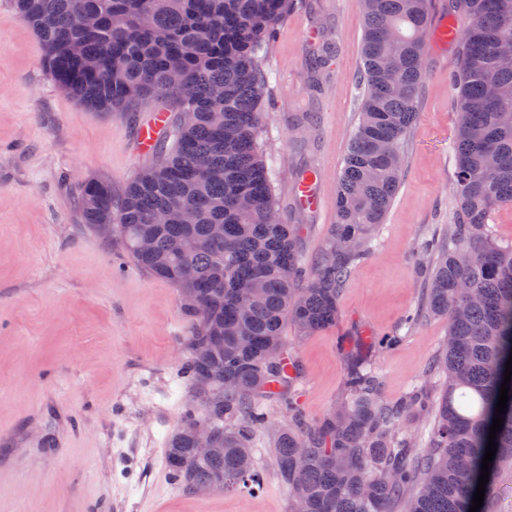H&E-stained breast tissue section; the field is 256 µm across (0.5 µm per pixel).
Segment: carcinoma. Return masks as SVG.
Segmentation results:
<instances>
[{"label": "carcinoma", "mask_w": 512, "mask_h": 512, "mask_svg": "<svg viewBox=\"0 0 512 512\" xmlns=\"http://www.w3.org/2000/svg\"><path fill=\"white\" fill-rule=\"evenodd\" d=\"M291 0H15L35 32L57 85L100 111L160 97L190 112L120 200L112 185L87 181L85 222L112 225L140 268L181 290L200 310L185 339L184 373L195 408L170 435L166 464L179 486L208 491L261 486L251 447L272 394L292 426L275 454L290 512H469L481 475L504 370L512 357V242L494 237V213L512 206V0H455L459 31L450 75L458 92L454 145L457 222L423 238L431 257L426 312L448 319L445 346L428 368L444 378L398 401H380L377 354L405 339L388 333L345 352L337 406L305 419L294 383L299 365L284 328L308 335L336 323L341 290L370 248L399 188L404 140L415 124L429 32L428 0H365L363 91L336 197V224L310 267L299 226L281 222L259 131L262 53ZM148 238L150 251L138 249ZM496 434L484 504L493 512L499 474L512 471V383ZM428 419L426 447L411 429ZM205 424L221 452L194 450Z\"/></svg>", "instance_id": "1"}]
</instances>
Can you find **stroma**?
I'll list each match as a JSON object with an SVG mask.
<instances>
[{"mask_svg": "<svg viewBox=\"0 0 512 512\" xmlns=\"http://www.w3.org/2000/svg\"><path fill=\"white\" fill-rule=\"evenodd\" d=\"M364 19V0H293L263 63L261 139L277 209L301 225L308 266L336 222V188L360 112ZM458 51L455 43L424 49L400 187L347 280L335 324L308 336L285 328L307 419L341 395L342 339L391 332L425 295L416 242L454 223L458 210L451 189L457 107L448 89ZM319 54L324 65L310 69ZM42 56L14 0H0V430L32 438L58 431L41 408L51 396L75 423L69 447L58 452L33 442L0 446V512H289L273 437L289 419L273 398L264 401L270 428L253 441L260 489L189 492L171 480L167 440L193 405L179 374L192 323L177 288L85 224L80 202L86 181L111 182L119 195L152 162L135 140L166 102L151 98L133 112L86 108L58 88ZM308 172L322 185L313 212L293 197ZM447 334V319L428 314L401 345L377 355L384 401L424 380Z\"/></svg>", "mask_w": 512, "mask_h": 512, "instance_id": "35a3bbf8", "label": "stroma"}]
</instances>
